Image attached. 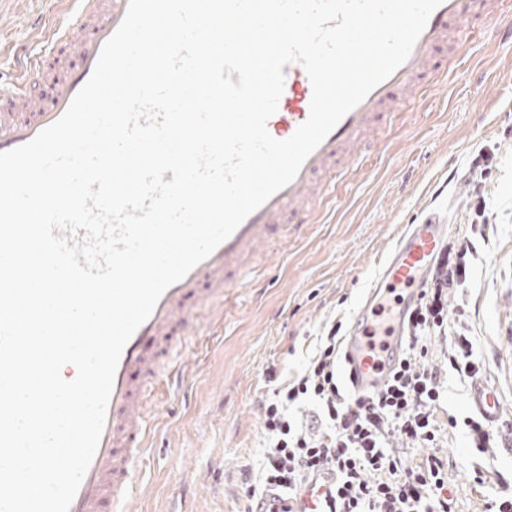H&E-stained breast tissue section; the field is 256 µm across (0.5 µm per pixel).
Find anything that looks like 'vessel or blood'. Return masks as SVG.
I'll return each mask as SVG.
<instances>
[{
  "mask_svg": "<svg viewBox=\"0 0 512 512\" xmlns=\"http://www.w3.org/2000/svg\"><path fill=\"white\" fill-rule=\"evenodd\" d=\"M60 21L45 24L39 52L14 50L15 78L0 85V152L12 150L58 120L91 76L102 47L120 25L128 0H63ZM498 0H443L431 14L408 59L348 112L307 158L296 178L249 215L213 254L165 291L151 316L135 331L120 358L96 454L70 512H132L134 466L150 447L151 397L160 377H174L190 327L202 307L215 305L239 286L288 223H312L332 181L371 148V133L443 76L440 50L456 54L475 17L490 21L493 35L512 43V26L499 21ZM70 62L59 73L45 62L55 52ZM284 90L267 129L276 139L293 135L309 116L312 85L301 64L284 66ZM448 235L444 224H409L386 255L364 295L344 340V380L352 392L377 390L403 350L421 287ZM472 404L488 421L498 418V399L475 384ZM338 481L324 474L281 504L283 512H338Z\"/></svg>",
  "mask_w": 512,
  "mask_h": 512,
  "instance_id": "b4317fda",
  "label": "vessel or blood"
}]
</instances>
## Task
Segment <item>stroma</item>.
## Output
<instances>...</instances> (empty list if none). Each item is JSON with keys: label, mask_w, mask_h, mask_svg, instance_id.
I'll list each match as a JSON object with an SVG mask.
<instances>
[{"label": "stroma", "mask_w": 512, "mask_h": 512, "mask_svg": "<svg viewBox=\"0 0 512 512\" xmlns=\"http://www.w3.org/2000/svg\"><path fill=\"white\" fill-rule=\"evenodd\" d=\"M16 25L0 38V77L13 72V43L33 39L30 12L59 17V0H0ZM463 78L437 86L396 113L379 147L352 165L320 206L304 235L289 233L257 263L251 286L236 289L224 311L181 356L180 392L158 387L151 448L137 462L143 489L135 512H245L247 474L262 468L267 435L258 402L306 367L332 324L349 326L379 260L404 225L427 218L467 241V279L448 301L446 336L431 338L433 363L446 364L450 337L472 343L480 371L444 378V427L437 452L445 462L454 512H487L512 493V50L472 21L462 52L450 62ZM497 391L498 419L486 451L448 416L472 415L474 381ZM484 484L473 481L474 471Z\"/></svg>", "instance_id": "stroma-1"}]
</instances>
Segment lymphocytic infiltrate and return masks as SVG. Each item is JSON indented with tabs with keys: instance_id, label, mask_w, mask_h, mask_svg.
I'll return each instance as SVG.
<instances>
[{
	"instance_id": "obj_1",
	"label": "lymphocytic infiltrate",
	"mask_w": 512,
	"mask_h": 512,
	"mask_svg": "<svg viewBox=\"0 0 512 512\" xmlns=\"http://www.w3.org/2000/svg\"><path fill=\"white\" fill-rule=\"evenodd\" d=\"M470 245H448L421 292L402 356L379 389L349 392L339 381V326L321 337L304 371L259 408L269 447L250 488L259 502L272 489L296 493L305 478L330 471L339 482L341 512H453L444 462L434 455L441 371L429 363L425 334L448 329V297L466 278ZM399 440L425 449L421 461L397 454Z\"/></svg>"
}]
</instances>
